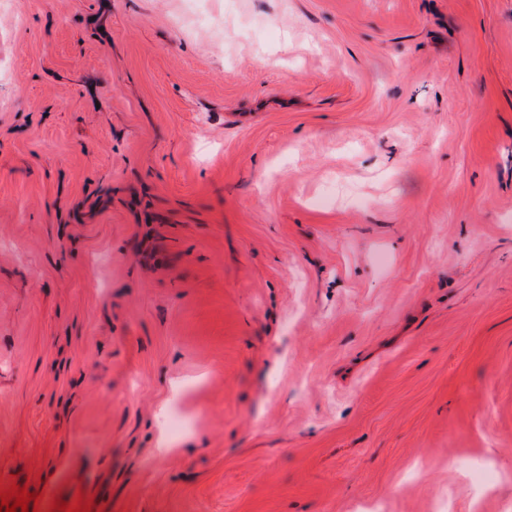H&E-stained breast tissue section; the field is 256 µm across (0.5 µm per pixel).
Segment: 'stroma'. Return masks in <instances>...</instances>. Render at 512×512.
I'll list each match as a JSON object with an SVG mask.
<instances>
[{"mask_svg": "<svg viewBox=\"0 0 512 512\" xmlns=\"http://www.w3.org/2000/svg\"><path fill=\"white\" fill-rule=\"evenodd\" d=\"M13 484L512 512V0H0Z\"/></svg>", "mask_w": 512, "mask_h": 512, "instance_id": "1", "label": "stroma"}]
</instances>
